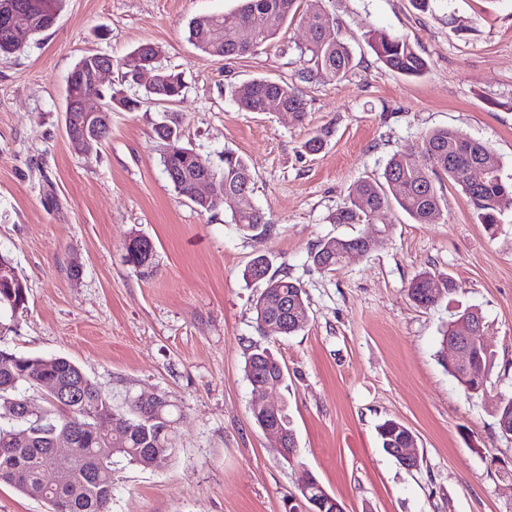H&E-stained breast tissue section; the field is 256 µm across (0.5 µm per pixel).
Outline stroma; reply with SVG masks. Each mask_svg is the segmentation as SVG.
<instances>
[{
	"label": "stroma",
	"instance_id": "1",
	"mask_svg": "<svg viewBox=\"0 0 512 512\" xmlns=\"http://www.w3.org/2000/svg\"><path fill=\"white\" fill-rule=\"evenodd\" d=\"M238 0H62L56 24L0 55V255L27 286L5 340L27 356H64L101 389L164 395L177 404L176 450L150 469L120 461L110 512H285L310 470L346 512H512V441L496 425L512 396V209L495 232L451 182L439 218L415 223L397 207L381 223L332 217L360 181L380 178L394 154L424 163V134L451 128L484 142L512 181V0H303L299 17L256 51L227 60L187 39L194 18ZM331 13L354 55L342 79L299 81L305 16ZM409 39L428 71L388 70L369 36ZM161 50L185 91L169 106L115 109L96 153L71 146L67 77L79 59H120L139 45ZM253 78L296 84L303 118L246 112L232 86ZM175 118L182 142L212 162L224 152L251 171V201L274 226L254 236L229 208L200 211L168 180L156 124ZM325 131L322 149L305 142ZM380 223V224H381ZM154 245L151 267L125 261L132 234ZM377 235L336 270L310 252L334 237ZM258 256L306 292L307 326L263 332L245 280ZM79 261V278L69 273ZM428 272L457 294L425 309L408 287ZM475 308L495 366L484 394L467 396L441 354L451 314ZM282 363L297 462L283 461L251 413L243 367L251 348ZM393 418L415 435L420 466L381 448L377 425Z\"/></svg>",
	"mask_w": 512,
	"mask_h": 512
}]
</instances>
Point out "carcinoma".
Returning a JSON list of instances; mask_svg holds the SVG:
<instances>
[{"label": "carcinoma", "instance_id": "1", "mask_svg": "<svg viewBox=\"0 0 512 512\" xmlns=\"http://www.w3.org/2000/svg\"><path fill=\"white\" fill-rule=\"evenodd\" d=\"M60 0H0V13L19 5L30 12L32 34H40L50 27V18L57 16ZM299 9V0H241L237 8L217 16H203L190 22L188 39L202 52L224 58L242 56L271 43L281 29L294 19ZM309 31L307 43L300 48L301 56L313 68L301 71L300 78L309 80L319 76L328 81L342 78L353 68V55L344 35L339 32L336 19L322 10L306 18ZM237 27L251 33L250 40L240 43L224 42V29ZM333 29L336 36L327 38L324 31ZM374 51L382 63L392 72L418 77L428 70V62L416 51L410 41L384 33L373 34ZM153 67L160 71L162 81L160 94L150 93V99L162 97L172 103L183 96L185 89L182 73L163 67L159 61L160 51L148 44ZM67 94L74 98L102 91L77 79H67ZM232 96L237 105L246 112H265L271 102L300 118L306 112L307 102L297 88L287 83L268 79H253L234 86ZM157 137L173 138V147L184 149V153L173 160L178 177L168 176L175 190L187 195L194 179L200 174L202 164L209 159L182 147L180 131L176 122L164 123L156 128ZM423 149L427 165L420 166L411 158L395 154L388 161L382 179L365 180L358 183L348 196L344 206L333 217L336 224H374L381 212L394 203L419 224H430L439 215V200L436 181L446 177L460 186L480 210L481 223L489 228L500 223L501 209L512 205V183L500 176V161L483 142L459 131L434 129L425 134ZM224 166L212 167L216 179V193L209 200L195 202L198 209L208 212L226 206L231 209L235 223L244 232L270 234L273 224L260 210L249 211L233 207L235 195L252 187L244 177L251 176L246 161L233 152L224 153ZM480 167L487 172L485 182L473 187L469 181V170ZM365 244L364 237L330 238L319 242L311 251L314 264L323 271H333L341 265L344 254L352 246ZM125 259L134 270L142 272L151 264L149 255L140 248H125ZM244 278L258 279L265 283L264 290L256 300L254 309L256 324L267 316H282L274 305L288 298L296 306L308 310L304 290L299 281L286 274L270 270L265 258L253 259L244 270ZM431 288L444 289V295L454 293L458 284L449 277H436L421 273L414 277L409 288L411 299L421 307L438 303L430 298ZM27 288L15 281L11 284L0 281V310L13 312L26 308ZM470 370L478 379V385H469L467 375L448 370L465 392L483 391L489 382L492 356L481 348L472 351ZM280 368L276 358L268 351L251 350L245 359L244 372L247 379L271 378L270 384L283 391ZM71 392L83 393V398L65 409L46 399L38 407L37 418H14L11 409L28 400L30 389L43 391L49 386ZM122 409L112 401L67 357H38L19 355L0 346V484L4 483L22 494L32 495L37 491L42 468L50 458L56 440L73 434L75 426H82L73 440L76 448L73 477L58 486L41 491L40 498L49 506L50 512H108L112 502V458L118 456L132 465L148 468L156 453L165 460L175 452L177 405L161 398L155 409L144 411L134 400L125 402ZM497 428L505 438L512 433V397L504 398L496 409ZM381 447L405 446L408 428L395 419H386L378 425ZM115 448L116 454H103L101 449Z\"/></svg>", "mask_w": 512, "mask_h": 512}]
</instances>
